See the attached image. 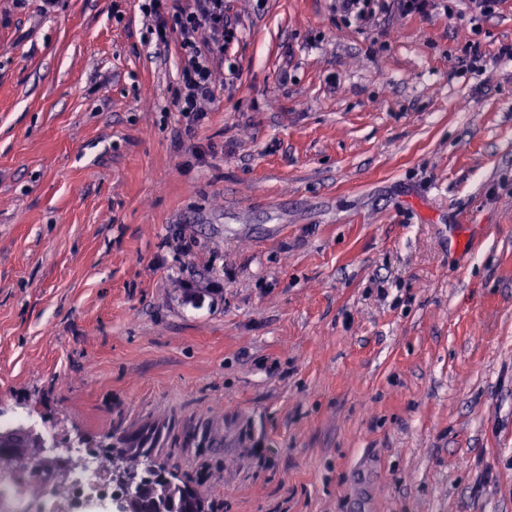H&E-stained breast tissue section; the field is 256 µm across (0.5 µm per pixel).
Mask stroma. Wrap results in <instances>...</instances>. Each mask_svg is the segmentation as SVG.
I'll list each match as a JSON object with an SVG mask.
<instances>
[{"instance_id":"stroma-1","label":"stroma","mask_w":512,"mask_h":512,"mask_svg":"<svg viewBox=\"0 0 512 512\" xmlns=\"http://www.w3.org/2000/svg\"><path fill=\"white\" fill-rule=\"evenodd\" d=\"M224 4L194 124L142 0H0V417L162 429L204 512H512V0ZM336 12H340L348 26L363 27L368 24L375 10L371 7V0H336Z\"/></svg>"}]
</instances>
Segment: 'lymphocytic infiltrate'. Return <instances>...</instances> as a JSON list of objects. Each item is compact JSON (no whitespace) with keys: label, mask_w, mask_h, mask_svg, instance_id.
<instances>
[{"label":"lymphocytic infiltrate","mask_w":512,"mask_h":512,"mask_svg":"<svg viewBox=\"0 0 512 512\" xmlns=\"http://www.w3.org/2000/svg\"><path fill=\"white\" fill-rule=\"evenodd\" d=\"M142 11L153 20L157 43L180 48L179 86L174 104L183 117L205 119V102L215 95V77L224 66V50L237 29L224 14V0H145Z\"/></svg>","instance_id":"obj_1"}]
</instances>
